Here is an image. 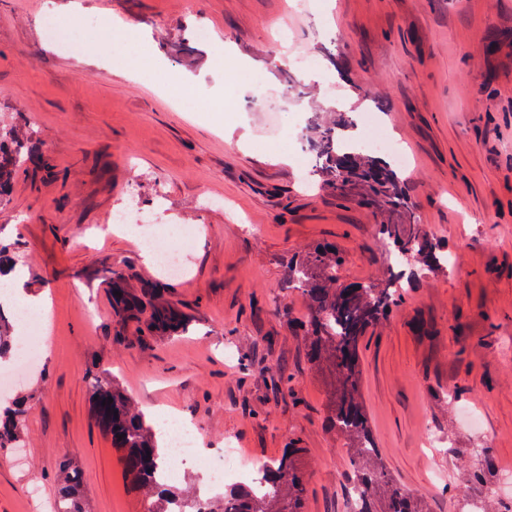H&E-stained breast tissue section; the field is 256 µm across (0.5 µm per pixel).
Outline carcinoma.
<instances>
[{"instance_id": "cac0c4a2", "label": "carcinoma", "mask_w": 512, "mask_h": 512, "mask_svg": "<svg viewBox=\"0 0 512 512\" xmlns=\"http://www.w3.org/2000/svg\"><path fill=\"white\" fill-rule=\"evenodd\" d=\"M32 134V129L18 126L0 129V199L9 195L15 178L23 172ZM310 143L318 159L313 173L326 188L346 194L362 187L383 203L389 217L377 225V235L392 255L408 257L421 275L442 269L437 258L444 254L443 247L430 240L422 225L410 222L406 195L396 174L358 150L342 147L334 125L315 128ZM342 264L335 248L317 245L305 259L288 265V287H302L311 306L310 318L301 324L302 337L311 361L329 380L330 423L352 455L355 487L365 500L364 512H379L377 500L381 497L389 501L388 512H412L379 460L363 407L359 364L360 349L369 330L403 302L405 280L401 268L392 263L376 279L346 285L341 282ZM110 283L116 291L112 309L122 325L136 324L137 343L174 338L188 329L186 315L161 293L137 290L129 277L117 270L111 272ZM15 338L13 314L0 308V361L11 356ZM89 385L96 415L109 414L104 431L111 436L112 446L122 453L131 485L155 504L150 512H172L174 502L180 505V512H189L194 490L157 483L165 450L154 421L116 379L96 376ZM26 413V400L21 396L8 403L0 401V448H14L20 442ZM298 453L299 449L290 448L271 462L281 480L266 491L229 495L221 505L212 504L202 512H301V475L294 465ZM80 483L77 473L66 477L58 497V512H83Z\"/></svg>"}]
</instances>
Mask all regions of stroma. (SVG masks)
Segmentation results:
<instances>
[{
	"label": "stroma",
	"instance_id": "35a3bbf8",
	"mask_svg": "<svg viewBox=\"0 0 512 512\" xmlns=\"http://www.w3.org/2000/svg\"><path fill=\"white\" fill-rule=\"evenodd\" d=\"M46 13L82 20L79 38L44 41ZM107 16L137 28L135 47L100 49ZM296 55L326 71L321 84ZM368 112L411 154L409 210L453 261L407 288L360 353L381 458L414 512L512 504V0H0V124L33 127L55 166L20 175L0 204V242L18 245L27 289L50 307L24 446L0 450V512H46L64 465L81 476L85 512H147L95 419V374L149 417L192 419L206 444L229 439L263 462L297 443L302 512H351L355 470L296 338L307 299L286 277L321 242L348 284L390 261L379 205L299 170L313 119H348L368 139ZM121 205L203 227L186 277L159 279L133 234H100ZM107 267L163 291L188 332L125 345L135 327L116 323ZM283 365L296 399L265 384Z\"/></svg>",
	"mask_w": 512,
	"mask_h": 512
}]
</instances>
